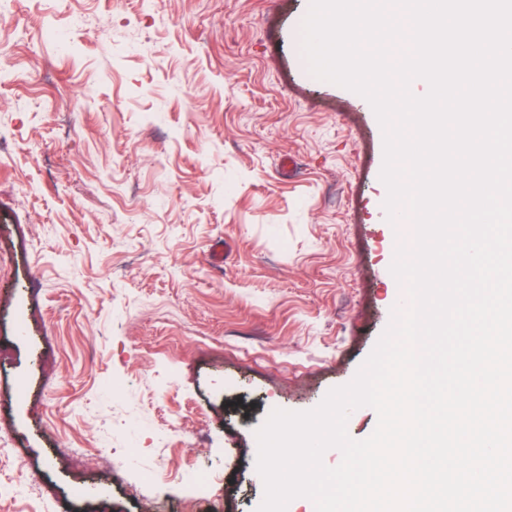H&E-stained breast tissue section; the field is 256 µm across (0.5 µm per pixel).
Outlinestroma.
I'll use <instances>...</instances> for the list:
<instances>
[{"mask_svg":"<svg viewBox=\"0 0 512 512\" xmlns=\"http://www.w3.org/2000/svg\"><path fill=\"white\" fill-rule=\"evenodd\" d=\"M309 0H0V512H256L255 429L349 383L405 296L369 102L314 78ZM26 395L17 398V384ZM69 439L81 463L56 460ZM133 460L98 470L101 450Z\"/></svg>","mask_w":512,"mask_h":512,"instance_id":"stroma-1","label":"stroma"}]
</instances>
